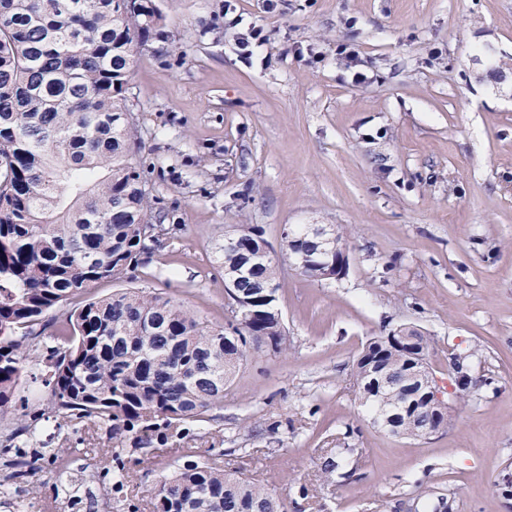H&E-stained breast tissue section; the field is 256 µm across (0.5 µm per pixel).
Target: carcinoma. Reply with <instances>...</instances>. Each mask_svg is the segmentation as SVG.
Masks as SVG:
<instances>
[{"label": "carcinoma", "instance_id": "cac0c4a2", "mask_svg": "<svg viewBox=\"0 0 512 512\" xmlns=\"http://www.w3.org/2000/svg\"><path fill=\"white\" fill-rule=\"evenodd\" d=\"M0 0V418L13 402L44 314L92 284L119 279L164 240L184 231L145 201L141 165L129 155L137 125L129 77L138 48L156 28L153 0ZM158 229L161 237L147 241ZM224 244V270L240 269L233 285L252 300L240 330L211 327L168 297L124 288L69 314L50 347V388L56 411L112 438V487L120 486V448L129 435L163 446L189 436L190 426L224 402V385L251 354L286 349L275 330L276 304L264 288L278 265L248 269L246 256L265 241L240 224ZM411 347L370 341L355 363L364 405L383 417L406 394ZM381 355L392 383L378 397L363 391L370 359ZM405 437L443 429L448 417L422 404L400 418ZM43 455L9 461L11 478L40 468ZM286 512L282 499L219 462L189 461L164 478L156 512Z\"/></svg>", "mask_w": 512, "mask_h": 512}]
</instances>
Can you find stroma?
<instances>
[{
    "label": "stroma",
    "instance_id": "obj_1",
    "mask_svg": "<svg viewBox=\"0 0 512 512\" xmlns=\"http://www.w3.org/2000/svg\"><path fill=\"white\" fill-rule=\"evenodd\" d=\"M233 2L269 33L251 60L224 0H155L180 49L148 41L130 76L132 152L183 233L47 312L30 347L44 352L67 313L120 288L226 324L219 246L240 224L274 246L284 225H335L347 274L313 280L278 257L287 350L245 362L191 438L127 445L118 493H101L109 434L58 416L23 373L29 451L78 445L84 467L72 487L47 464L21 482L0 465V512H153L163 476L211 458L287 512H512V0H279L272 13ZM340 42L358 46L368 83L352 82ZM401 325L427 336L442 393L455 387L451 354L479 351L447 427L417 440L374 427L354 378L367 342ZM340 448L355 451L345 479L321 471Z\"/></svg>",
    "mask_w": 512,
    "mask_h": 512
}]
</instances>
